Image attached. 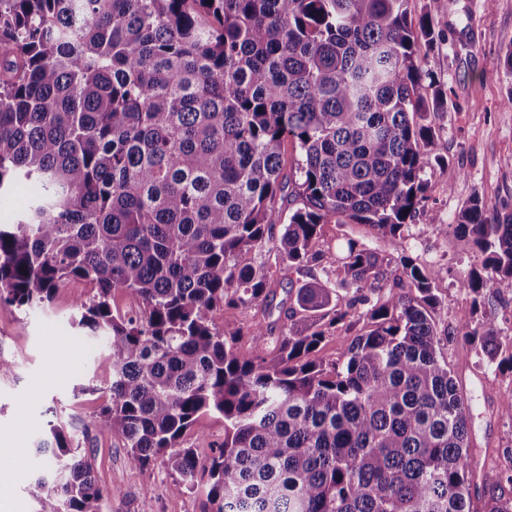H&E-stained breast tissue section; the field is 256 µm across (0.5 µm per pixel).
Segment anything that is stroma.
Listing matches in <instances>:
<instances>
[{
	"label": "stroma",
	"instance_id": "stroma-1",
	"mask_svg": "<svg viewBox=\"0 0 512 512\" xmlns=\"http://www.w3.org/2000/svg\"><path fill=\"white\" fill-rule=\"evenodd\" d=\"M412 19L428 17L442 36L423 60L445 91L444 110L434 118L441 164L427 169V208L440 224H417L407 243L377 236L365 224H326L315 247L342 254L354 240L396 259L401 253L434 268L441 323L494 320L512 337V294L485 293L481 303L460 286L476 262L471 239L452 227L472 198L512 209V74L503 64L512 44V0H409ZM82 281L58 289L52 304L27 312L0 303V357L13 361V376L0 379V475L9 473V512H34L32 475L42 460L33 444L37 432L63 424L72 427L91 456L99 485L110 489L103 512H201L202 498L177 486L162 462L139 469L130 465L122 438L97 431L93 418L110 397L99 362L105 343L77 338L71 325L73 303L87 299ZM448 364L461 377L477 416L472 429L478 470L512 467V422L498 415L512 400V372L483 365L475 349L449 347ZM224 440V421L205 415L184 437L200 461H208Z\"/></svg>",
	"mask_w": 512,
	"mask_h": 512
}]
</instances>
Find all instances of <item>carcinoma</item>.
I'll return each instance as SVG.
<instances>
[{"label":"carcinoma","mask_w":512,"mask_h":512,"mask_svg":"<svg viewBox=\"0 0 512 512\" xmlns=\"http://www.w3.org/2000/svg\"><path fill=\"white\" fill-rule=\"evenodd\" d=\"M408 0H0V198L25 180L28 207L0 224V300L27 311L70 280L91 295L72 326L107 341L111 401L95 414L139 468L162 459L203 512H475L476 406L445 350L503 353L492 320L440 326L436 273L350 241L313 250L321 226L370 224L408 239L439 161L420 47L439 34ZM297 143L301 206L281 223ZM282 224L280 236L274 228ZM455 230L478 263L461 287L512 294V209L474 198ZM265 249L310 275L274 323H215L268 305ZM339 265L329 287L312 267ZM400 289L389 298L386 288ZM348 294L332 297L335 289ZM141 305L112 311V293ZM334 304L328 319L298 310ZM370 329L342 357L309 359L327 334ZM253 337L243 359L232 343ZM203 414L224 442L203 464L181 446ZM36 512H102L112 492L63 426L36 440ZM488 512H512V470L486 474Z\"/></svg>","instance_id":"obj_1"}]
</instances>
